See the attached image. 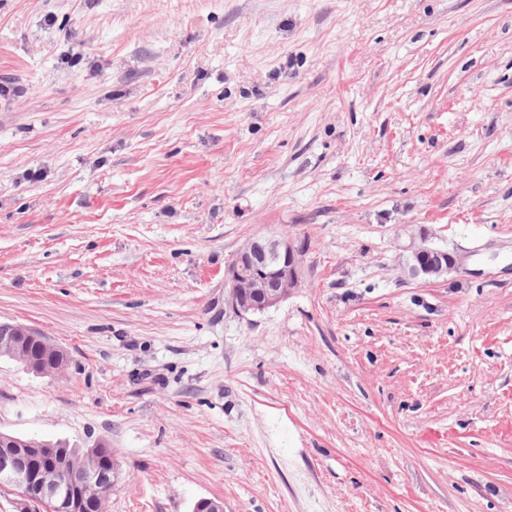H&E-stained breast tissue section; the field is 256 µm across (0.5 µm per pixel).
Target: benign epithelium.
Wrapping results in <instances>:
<instances>
[{
	"instance_id": "benign-epithelium-1",
	"label": "benign epithelium",
	"mask_w": 512,
	"mask_h": 512,
	"mask_svg": "<svg viewBox=\"0 0 512 512\" xmlns=\"http://www.w3.org/2000/svg\"><path fill=\"white\" fill-rule=\"evenodd\" d=\"M411 275L441 278L455 263L448 250L434 245L425 232L405 247ZM306 244L288 235L270 232L247 239L224 268L228 302L241 315L263 312L283 301L302 285ZM7 356L36 374L61 371L62 351L45 336L23 326L0 323V357ZM47 440L0 432V484L17 487L31 502L47 499L54 512H85L86 492L107 490L114 477L93 464L70 465L65 455L52 456Z\"/></svg>"
}]
</instances>
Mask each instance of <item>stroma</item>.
I'll return each mask as SVG.
<instances>
[{
    "label": "stroma",
    "mask_w": 512,
    "mask_h": 512,
    "mask_svg": "<svg viewBox=\"0 0 512 512\" xmlns=\"http://www.w3.org/2000/svg\"><path fill=\"white\" fill-rule=\"evenodd\" d=\"M8 81L0 322L67 365L1 432L107 443L106 512H512V0H0ZM305 241L270 232L247 239L224 268L228 302L240 315L276 306L302 285ZM405 252L406 267L415 277L441 278L455 263L448 250L434 245L426 232H421L419 238L412 237Z\"/></svg>",
    "instance_id": "35a3bbf8"
}]
</instances>
